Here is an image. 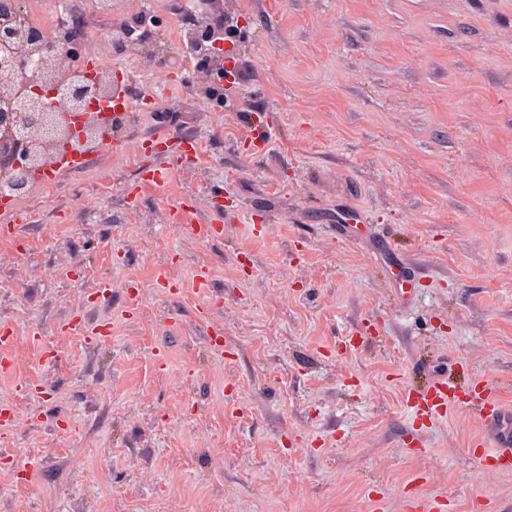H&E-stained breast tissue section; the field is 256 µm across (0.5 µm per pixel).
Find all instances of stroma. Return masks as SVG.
Here are the masks:
<instances>
[{
    "mask_svg": "<svg viewBox=\"0 0 512 512\" xmlns=\"http://www.w3.org/2000/svg\"><path fill=\"white\" fill-rule=\"evenodd\" d=\"M225 6V108L183 71L0 233V512H512L473 411L403 405H512V0ZM150 135L197 162L142 182ZM148 146L145 145L147 140L138 144L140 152L144 155L162 154L167 158L176 157L175 163H189L197 158L198 143L192 137L174 138L171 136H154L149 139ZM407 403L417 416L435 420L455 406L464 405L473 409L482 424L484 435L478 446L481 448L479 468L485 472L509 471L512 467V426H508L506 408L490 386L474 383L462 388L447 378L435 377L423 392L407 393Z\"/></svg>",
    "mask_w": 512,
    "mask_h": 512,
    "instance_id": "1",
    "label": "stroma"
}]
</instances>
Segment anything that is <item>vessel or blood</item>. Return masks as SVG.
<instances>
[{"label": "vessel or blood", "mask_w": 512, "mask_h": 512, "mask_svg": "<svg viewBox=\"0 0 512 512\" xmlns=\"http://www.w3.org/2000/svg\"><path fill=\"white\" fill-rule=\"evenodd\" d=\"M119 87V92L108 105L114 117L126 115L131 101H139L145 106L154 103L152 95L132 82L121 81ZM140 151L144 154H162L176 158L177 162L188 163L196 159L198 143L191 137L156 136L151 138L149 144L141 146ZM407 403L416 415L431 421L444 416L449 408L455 406L473 409L484 431L479 443L480 469L486 472L512 469V426L507 425L506 408L490 386L477 382L463 388L447 378L436 377L425 391L408 393Z\"/></svg>", "instance_id": "1"}]
</instances>
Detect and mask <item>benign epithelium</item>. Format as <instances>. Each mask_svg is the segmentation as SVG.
Segmentation results:
<instances>
[{"label":"benign epithelium","instance_id":"benign-epithelium-1","mask_svg":"<svg viewBox=\"0 0 512 512\" xmlns=\"http://www.w3.org/2000/svg\"><path fill=\"white\" fill-rule=\"evenodd\" d=\"M22 13V0H0V40L20 37L41 56V82L44 90L37 95L14 92V72L22 67L23 58H0V101L13 107L0 113V167L8 169L10 189L22 197L29 192L37 175L56 168L67 156H79L73 144L86 150L109 139L112 114L95 112L93 108L112 100V77L100 73L80 85L66 87L56 78L81 55L85 40L82 17L72 16L65 32L55 36L48 32L30 30L26 34L14 30L9 22ZM224 14L221 0H208V15L197 21L196 37L204 40L209 17ZM114 46L123 50L131 37L141 42L143 51L152 52L151 35L135 34L129 20L115 25ZM197 83L210 90L213 99L224 103V91L213 87L211 67L202 64L195 69Z\"/></svg>","mask_w":512,"mask_h":512}]
</instances>
